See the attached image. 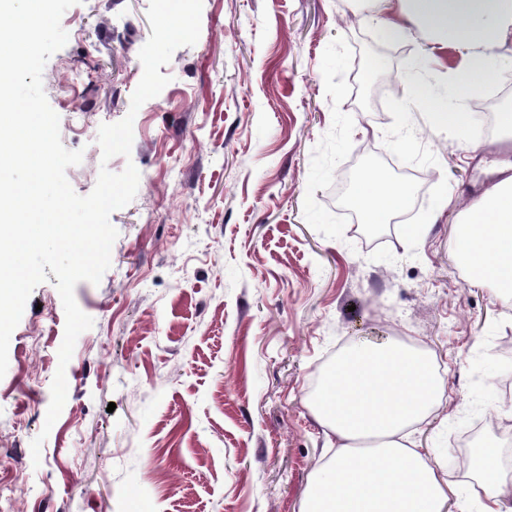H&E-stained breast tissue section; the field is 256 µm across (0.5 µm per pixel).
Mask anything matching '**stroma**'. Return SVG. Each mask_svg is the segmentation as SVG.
<instances>
[{
    "label": "stroma",
    "instance_id": "1",
    "mask_svg": "<svg viewBox=\"0 0 512 512\" xmlns=\"http://www.w3.org/2000/svg\"><path fill=\"white\" fill-rule=\"evenodd\" d=\"M148 5L81 0L43 70L61 141L83 152L73 190L89 194L104 166L134 164L140 180L110 216L109 269L75 287L93 325L67 367L53 281L12 333L0 476L26 477L15 512H298L332 453L308 397L341 349L378 336L440 370L411 439L454 484L450 512L478 510L461 445L473 428L502 455L490 486L512 491V299L470 283L452 252L454 211L512 149L473 133L468 151L433 126L434 100L453 112L472 98L449 77L456 54L422 64V32L389 40L364 0H203L198 41L133 115ZM414 84L430 97H409ZM129 114L130 157L102 162L99 126ZM371 171L408 186L411 213L372 247L337 197L345 176ZM445 195L452 210L432 217ZM60 368L67 399L47 431Z\"/></svg>",
    "mask_w": 512,
    "mask_h": 512
}]
</instances>
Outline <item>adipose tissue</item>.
Segmentation results:
<instances>
[{
    "label": "adipose tissue",
    "instance_id": "1",
    "mask_svg": "<svg viewBox=\"0 0 512 512\" xmlns=\"http://www.w3.org/2000/svg\"><path fill=\"white\" fill-rule=\"evenodd\" d=\"M385 13L391 39L413 23L440 47L468 60L462 85L486 82L493 48L512 39V0H370ZM408 189L382 173L359 178L354 198L365 223L384 224L405 205ZM472 282L512 297V175L473 207L458 212L453 246ZM442 393L429 357L392 340L344 349L309 397L317 420L336 440L313 474L298 512H447L454 488L442 480L408 430L428 418Z\"/></svg>",
    "mask_w": 512,
    "mask_h": 512
}]
</instances>
